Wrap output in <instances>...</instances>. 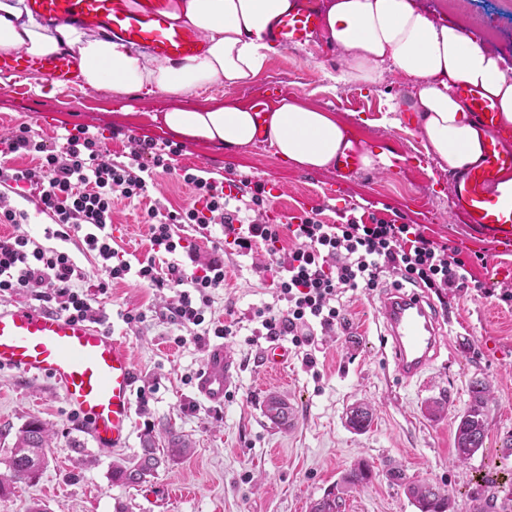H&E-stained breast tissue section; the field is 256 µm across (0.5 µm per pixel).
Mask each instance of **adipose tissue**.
Wrapping results in <instances>:
<instances>
[{
    "label": "adipose tissue",
    "instance_id": "adipose-tissue-1",
    "mask_svg": "<svg viewBox=\"0 0 512 512\" xmlns=\"http://www.w3.org/2000/svg\"><path fill=\"white\" fill-rule=\"evenodd\" d=\"M289 7L290 0H178L173 19L196 28L206 50L160 60L94 32L43 25L26 0H0V52L22 49L41 56L75 50L84 88L107 87L117 95L145 90L179 96L214 84L229 90L265 69L272 51L266 32ZM325 27L344 51L342 80L373 84L387 72L412 79L411 109L424 148L449 169L477 163L484 141L457 85L483 90L498 106L502 131L512 130V68L458 26L436 23L415 0H330ZM162 122L175 134L229 150L254 145L261 136L274 157L310 170L330 168L353 147L330 113L287 96L262 118L236 104L182 105L164 112Z\"/></svg>",
    "mask_w": 512,
    "mask_h": 512
}]
</instances>
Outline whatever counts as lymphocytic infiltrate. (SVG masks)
Wrapping results in <instances>:
<instances>
[{"mask_svg": "<svg viewBox=\"0 0 512 512\" xmlns=\"http://www.w3.org/2000/svg\"><path fill=\"white\" fill-rule=\"evenodd\" d=\"M127 142L129 159L122 162L111 158L104 135L85 126L69 130L58 149L23 125L0 136V224L14 228L0 235V298L27 294L47 308L102 325L106 317L95 306L98 297L132 275L152 288L175 289L176 300L149 314L124 313V322L152 318L200 327L205 336L230 335L229 326L205 322L213 291L224 285V259L201 255L181 236L187 228L201 234L217 225L238 255L261 249L269 256L266 269L276 301L256 315L267 336H288L298 345L311 344L314 329L329 333L344 325L339 307L343 294L378 288L389 272L395 276L394 287L410 286L441 299L472 288L512 301L504 282L473 278L458 249L431 240L418 225L381 219L327 224L314 216L287 226L256 219L245 223L229 205L241 200L246 210L262 207L264 185L255 184L248 196L240 190L228 194L222 180L189 172L182 175L191 189L189 203L147 210L144 223L152 254L131 265L113 245L112 201L117 196L139 199L154 175L172 170L177 150L132 134ZM23 156L30 157V165L15 166ZM15 196L34 203L50 219L45 235L60 240V247L44 246L23 231L29 214L12 204ZM74 238L82 252L94 256L101 276L91 277L77 265L66 248Z\"/></svg>", "mask_w": 512, "mask_h": 512, "instance_id": "lymphocytic-infiltrate-1", "label": "lymphocytic infiltrate"}]
</instances>
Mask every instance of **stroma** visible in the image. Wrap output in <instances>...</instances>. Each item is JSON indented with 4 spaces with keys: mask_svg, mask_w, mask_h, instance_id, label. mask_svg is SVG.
Segmentation results:
<instances>
[{
    "mask_svg": "<svg viewBox=\"0 0 512 512\" xmlns=\"http://www.w3.org/2000/svg\"><path fill=\"white\" fill-rule=\"evenodd\" d=\"M440 24L461 23L464 34L476 38L512 67V0H418ZM342 50L321 32L312 46L278 49L253 82L227 91L211 86L183 96L133 93L116 95L102 88L35 87L41 76L28 75L0 85V134L18 126L30 127L51 139L60 127L82 125L90 131L123 130L108 141L112 154L130 151L127 134L177 145L180 153L171 172L158 175L148 197L116 200L112 226L117 244L126 253L145 258L150 251L143 216L154 201L179 207L191 191L180 169H203L215 178L265 184L271 194L267 213H279L280 223L320 211L329 224L356 217H377L396 224L420 225L432 240L458 248L477 277L494 274L512 285V254L500 253L492 239L462 224L452 213L447 168L427 155L409 108L414 92L411 79L385 75L366 86L340 80ZM335 115L361 149L385 150L386 168L362 169L338 181L335 169L307 171L292 162H278L269 145L230 152L194 141L163 127L160 116L178 104L208 109L236 103L250 106L270 87ZM397 112L398 123H383L385 113ZM485 256L479 265L477 256ZM264 255L224 254L225 282L215 290L206 315L230 325L224 347L237 366L221 409L207 404L196 383L215 336L195 340L178 325L149 320L138 325L122 321L127 311H145L173 302L175 294L156 292L136 277L113 285L98 302L114 335L126 340L137 372L138 403L129 447L100 454L84 433L78 416L45 378H27L0 371V472L18 429L30 418L48 423L54 433L49 463L33 484H16L0 498V512H25L38 500L48 512H309L358 461L373 465L378 475L365 488L354 490L344 512H417L403 485L382 476L386 464L397 465L406 479L428 481L449 490L458 512H470V492L491 486L502 512H512V456L502 450L512 437V303L475 290L452 293L438 309L448 317L447 346L418 380H398L384 360V342L377 305L382 290L344 294L348 325L343 335H316L309 346L288 347L286 376L269 372L263 350L271 339L259 335L255 311L272 302L269 274L258 266ZM315 366H307V358ZM492 387L488 404L485 446L471 459H455L456 417L469 403L473 378ZM288 400L294 408L289 428L274 427L263 414L269 394ZM447 397L448 416L432 421L424 407ZM370 405L374 419L369 430L357 433L346 422L350 407ZM177 430L191 452L163 463L147 481L127 487L111 479L114 462L139 454L147 440L161 441L165 429Z\"/></svg>",
    "mask_w": 512,
    "mask_h": 512,
    "instance_id": "35a3bbf8",
    "label": "stroma"
}]
</instances>
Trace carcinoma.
<instances>
[{
  "label": "carcinoma",
  "instance_id": "obj_1",
  "mask_svg": "<svg viewBox=\"0 0 512 512\" xmlns=\"http://www.w3.org/2000/svg\"><path fill=\"white\" fill-rule=\"evenodd\" d=\"M470 402L467 409L457 417L454 433L456 458L464 462L484 447L488 429L487 408L491 400V385L483 379H474L469 385ZM291 407L277 395L268 396L263 402V413L272 423L288 426ZM373 421V411L367 406L352 408L349 425L356 432L367 430ZM53 433L48 425L38 418L24 424L16 433L10 448L6 471L0 473V497L11 493L14 485L36 480L48 465V449ZM165 448L153 445L131 458L112 464V480L126 486H138L159 467L161 462L185 457L190 448L182 435L168 429L164 436ZM372 467L359 461L346 469L340 479L317 500L310 502V512H342L345 495L372 483ZM405 492L418 512H457L455 500L450 494L426 481H410ZM472 512H490L495 508L494 498L485 495L482 488L470 494Z\"/></svg>",
  "mask_w": 512,
  "mask_h": 512
}]
</instances>
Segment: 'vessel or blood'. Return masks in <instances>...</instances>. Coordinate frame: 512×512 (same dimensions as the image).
I'll use <instances>...</instances> for the list:
<instances>
[{"label":"vessel or blood","instance_id":"1","mask_svg":"<svg viewBox=\"0 0 512 512\" xmlns=\"http://www.w3.org/2000/svg\"><path fill=\"white\" fill-rule=\"evenodd\" d=\"M177 0H28L43 22L95 29L112 41L147 49L160 59L202 54L199 32L171 17ZM322 16L314 0H294L279 16L268 41L293 49L315 40ZM42 72L51 81H79L81 59L63 49L45 56L18 50L0 54V71L18 77ZM458 96L486 132L481 160L450 177L454 214L492 236L502 252H512V139L498 125L494 102L481 89L460 85ZM383 338L394 374L403 382L419 379L446 344L439 311L425 294L390 289L378 307ZM52 381L64 401L82 418L83 429L104 452L128 447L135 413V366L127 345L107 329L29 305L0 307V370ZM233 377L223 347L208 350L196 388L208 404L220 406Z\"/></svg>","mask_w":512,"mask_h":512}]
</instances>
